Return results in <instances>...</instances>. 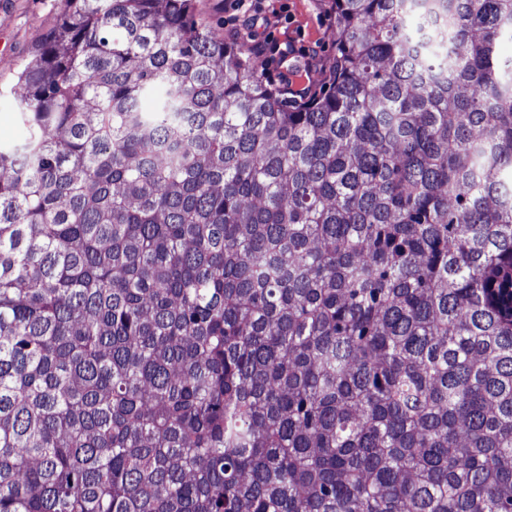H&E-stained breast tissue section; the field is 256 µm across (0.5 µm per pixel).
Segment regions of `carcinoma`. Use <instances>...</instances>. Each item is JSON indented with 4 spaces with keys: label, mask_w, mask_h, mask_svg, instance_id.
Segmentation results:
<instances>
[{
    "label": "carcinoma",
    "mask_w": 512,
    "mask_h": 512,
    "mask_svg": "<svg viewBox=\"0 0 512 512\" xmlns=\"http://www.w3.org/2000/svg\"><path fill=\"white\" fill-rule=\"evenodd\" d=\"M291 105L194 0H69L0 143V512H512V0H333Z\"/></svg>",
    "instance_id": "obj_1"
}]
</instances>
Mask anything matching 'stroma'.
<instances>
[{
  "label": "stroma",
  "instance_id": "stroma-1",
  "mask_svg": "<svg viewBox=\"0 0 512 512\" xmlns=\"http://www.w3.org/2000/svg\"><path fill=\"white\" fill-rule=\"evenodd\" d=\"M225 0H196L199 17L222 22L225 39L246 46L267 36L288 50L287 59L255 53V67L266 83L282 87L286 64L307 67L305 85L320 90L325 67L336 49V22L332 0H265L266 25L246 27L234 21ZM65 0H0V141L24 138L19 121L17 72L33 55L44 35L58 22Z\"/></svg>",
  "mask_w": 512,
  "mask_h": 512
}]
</instances>
